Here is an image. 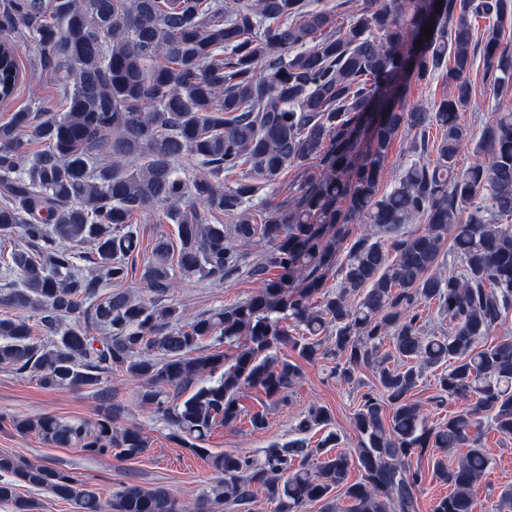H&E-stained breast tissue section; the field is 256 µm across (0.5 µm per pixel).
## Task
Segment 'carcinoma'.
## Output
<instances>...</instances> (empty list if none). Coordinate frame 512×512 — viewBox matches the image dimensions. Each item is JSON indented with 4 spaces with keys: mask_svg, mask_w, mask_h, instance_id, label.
<instances>
[{
    "mask_svg": "<svg viewBox=\"0 0 512 512\" xmlns=\"http://www.w3.org/2000/svg\"><path fill=\"white\" fill-rule=\"evenodd\" d=\"M338 6L10 0L0 24L61 70L62 105L39 102L0 123V280L8 288L0 366L100 400L92 423L14 417L18 435L90 457L142 456L148 437L138 426L116 427L125 405L101 387L115 370L141 381L136 400L219 475L195 512L214 504L260 512V491L274 512L319 501L334 512L338 490L347 512H417L430 476L449 488L432 512H485L473 494L491 464L481 427L512 437V336L485 342L512 309V106L496 108L477 134L459 113L471 103L479 53L494 90L512 92V42L504 41L512 0ZM479 20L488 22L482 42ZM435 73L449 96L407 106L411 84ZM19 78L16 43L1 41V99ZM434 126L441 136L431 143ZM405 129L418 134L417 159L383 191L385 159ZM473 140L483 158L458 166ZM282 189L276 205L255 202L262 190ZM156 210L175 231L154 239L142 267L146 302L123 285L140 252L138 218ZM414 218L424 228L401 231ZM352 224L396 235L353 240ZM266 246L263 259L249 261ZM448 251L459 266L446 267ZM244 273L257 291L209 314L187 320L168 301L177 276L232 281ZM428 304L448 319V332L431 328ZM289 343L306 361L336 360L334 378L374 372L353 414L358 448L329 452L333 431L311 447L307 435L331 425L328 410L313 404L296 438L260 457L210 453L211 432L240 420L249 390L284 400L300 374L275 355ZM428 370L435 408L457 403L438 422L413 399ZM217 372L182 402L165 391L180 394ZM453 449L462 456L450 468ZM21 486L75 512H183L160 486L121 483L104 500L76 472L0 454V503L34 512Z\"/></svg>",
    "mask_w": 512,
    "mask_h": 512,
    "instance_id": "carcinoma-1",
    "label": "carcinoma"
}]
</instances>
